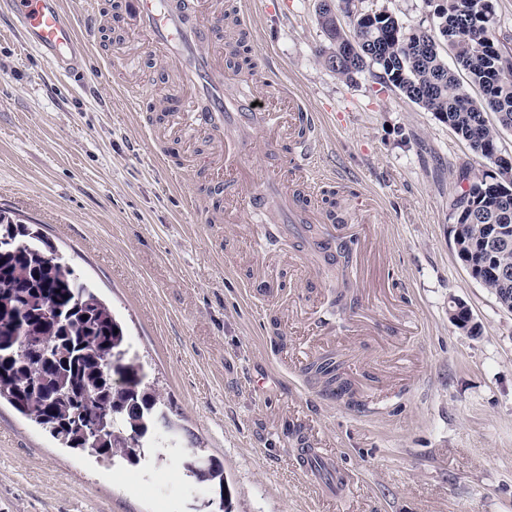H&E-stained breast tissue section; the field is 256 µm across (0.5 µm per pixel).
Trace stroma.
Masks as SVG:
<instances>
[{"label":"stroma","mask_w":512,"mask_h":512,"mask_svg":"<svg viewBox=\"0 0 512 512\" xmlns=\"http://www.w3.org/2000/svg\"><path fill=\"white\" fill-rule=\"evenodd\" d=\"M0 0V207L42 225L121 323L174 423L165 459L112 464L62 447L0 405V512H512V312L474 280L450 232L461 170L484 166L433 113L364 72L317 57V0H229L247 46L316 114V171L341 202L376 199L373 245L336 302V273L289 266L307 243L224 214L221 146L180 140L176 115L136 112L143 85L179 94L174 67L128 24L100 33L79 84L27 48ZM476 332L449 319L454 300ZM338 351L352 400H327L307 365ZM392 389L385 406L373 391ZM337 458L355 480L326 494ZM217 461L201 482L182 449Z\"/></svg>","instance_id":"1"}]
</instances>
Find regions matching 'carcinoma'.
<instances>
[{
  "instance_id": "cac0c4a2",
  "label": "carcinoma",
  "mask_w": 512,
  "mask_h": 512,
  "mask_svg": "<svg viewBox=\"0 0 512 512\" xmlns=\"http://www.w3.org/2000/svg\"><path fill=\"white\" fill-rule=\"evenodd\" d=\"M341 3L351 21L348 31L337 27L329 8H318L327 34L318 54L337 78L350 81L377 68L382 84L435 113L478 156L497 146L499 128L512 129V53L499 40L487 44L488 0H446V10L437 14L455 71L444 62L437 39L421 27H407L391 13L367 20L356 0ZM349 34L367 44L364 58L337 57L338 44ZM462 74L480 88V99L466 92ZM489 112L499 126L488 124ZM461 180L468 185L451 229L458 253L472 277L512 310V276L499 280L491 273L512 266V235L486 249L495 225H512V195L466 173ZM307 370L326 389L349 390L336 353L320 355ZM144 378L111 308L34 225L0 209V400L65 448L134 465L155 447L157 429H173L161 394L146 391Z\"/></svg>"
}]
</instances>
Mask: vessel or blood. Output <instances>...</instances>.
Instances as JSON below:
<instances>
[{
    "instance_id": "b4317fda",
    "label": "vessel or blood",
    "mask_w": 512,
    "mask_h": 512,
    "mask_svg": "<svg viewBox=\"0 0 512 512\" xmlns=\"http://www.w3.org/2000/svg\"><path fill=\"white\" fill-rule=\"evenodd\" d=\"M27 47L58 71H85L80 56L98 38L100 17L95 0H84L82 21H75L62 0H12ZM128 19L143 42L170 60L189 91L181 106L184 136L200 133L224 144L223 169L242 172L254 152L267 158L258 189L242 186L224 195L226 208L239 212L266 209L274 224L327 223L313 194L311 160L320 148L316 117L303 104H292L289 124H282L270 99L281 93L271 78L227 72L212 39L224 19L223 0H129ZM295 143L290 154L276 156L275 139Z\"/></svg>"
}]
</instances>
